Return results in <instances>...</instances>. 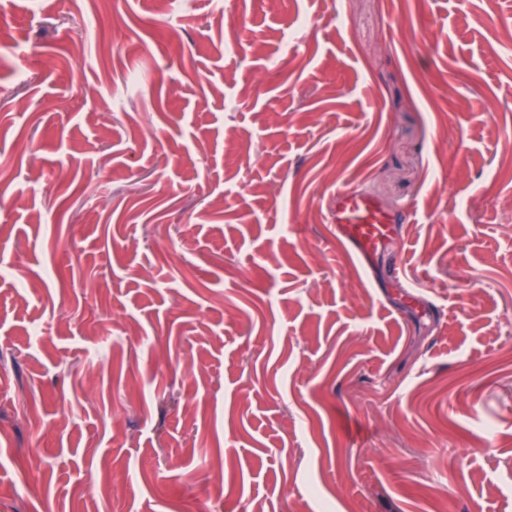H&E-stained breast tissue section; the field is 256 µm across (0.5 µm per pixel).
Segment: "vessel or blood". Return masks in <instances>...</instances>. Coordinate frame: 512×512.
<instances>
[{
	"mask_svg": "<svg viewBox=\"0 0 512 512\" xmlns=\"http://www.w3.org/2000/svg\"><path fill=\"white\" fill-rule=\"evenodd\" d=\"M331 218L337 239L363 264L372 261L394 234L390 214L376 200L354 189H337Z\"/></svg>",
	"mask_w": 512,
	"mask_h": 512,
	"instance_id": "obj_1",
	"label": "vessel or blood"
}]
</instances>
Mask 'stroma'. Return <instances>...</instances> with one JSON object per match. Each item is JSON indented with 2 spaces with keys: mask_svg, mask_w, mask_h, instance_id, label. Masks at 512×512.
Wrapping results in <instances>:
<instances>
[{
  "mask_svg": "<svg viewBox=\"0 0 512 512\" xmlns=\"http://www.w3.org/2000/svg\"><path fill=\"white\" fill-rule=\"evenodd\" d=\"M0 9V512H512V0ZM331 218L337 239L363 265L372 261L394 234L390 214L358 190L336 189Z\"/></svg>",
  "mask_w": 512,
  "mask_h": 512,
  "instance_id": "35a3bbf8",
  "label": "stroma"
}]
</instances>
